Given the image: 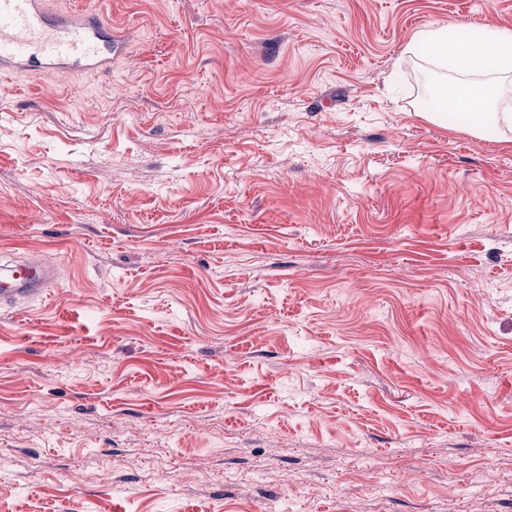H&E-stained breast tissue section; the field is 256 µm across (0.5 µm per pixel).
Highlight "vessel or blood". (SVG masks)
<instances>
[{
	"mask_svg": "<svg viewBox=\"0 0 512 512\" xmlns=\"http://www.w3.org/2000/svg\"><path fill=\"white\" fill-rule=\"evenodd\" d=\"M117 46L107 18L96 11L54 12L47 0H0V76L65 71L108 72ZM59 269L39 253L19 255L0 274V304L42 295Z\"/></svg>",
	"mask_w": 512,
	"mask_h": 512,
	"instance_id": "1",
	"label": "vessel or blood"
}]
</instances>
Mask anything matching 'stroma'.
I'll list each match as a JSON object with an SVG mask.
<instances>
[{
  "mask_svg": "<svg viewBox=\"0 0 512 512\" xmlns=\"http://www.w3.org/2000/svg\"><path fill=\"white\" fill-rule=\"evenodd\" d=\"M108 74L0 78V512H512V143L429 25L512 0H53ZM58 278L59 268L43 261L38 252L23 253L1 270L0 304L11 305L22 297L40 296Z\"/></svg>",
  "mask_w": 512,
  "mask_h": 512,
  "instance_id": "obj_1",
  "label": "stroma"
}]
</instances>
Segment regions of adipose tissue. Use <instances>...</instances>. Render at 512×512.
Masks as SVG:
<instances>
[{
  "instance_id": "ef3b65f1",
  "label": "adipose tissue",
  "mask_w": 512,
  "mask_h": 512,
  "mask_svg": "<svg viewBox=\"0 0 512 512\" xmlns=\"http://www.w3.org/2000/svg\"><path fill=\"white\" fill-rule=\"evenodd\" d=\"M459 31L453 24L421 29L406 50L426 56L443 71L436 84L442 110L468 114L473 134L512 131V112L499 109L494 82L495 76L512 74V30L477 27L467 49L457 42Z\"/></svg>"
}]
</instances>
